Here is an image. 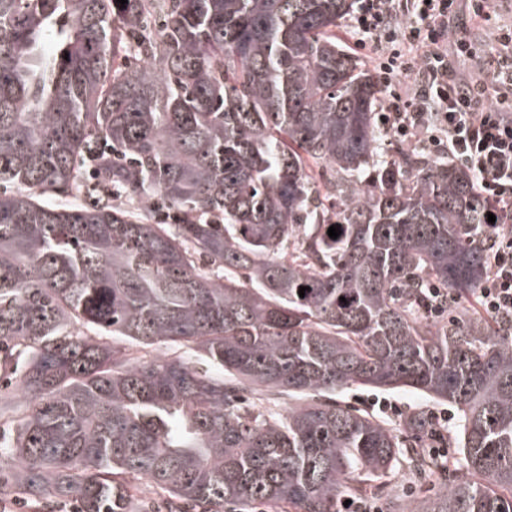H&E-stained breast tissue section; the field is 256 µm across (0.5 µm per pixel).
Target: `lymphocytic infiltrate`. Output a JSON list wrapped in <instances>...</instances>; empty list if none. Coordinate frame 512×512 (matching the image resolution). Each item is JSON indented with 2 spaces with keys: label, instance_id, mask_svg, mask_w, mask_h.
Returning <instances> with one entry per match:
<instances>
[{
  "label": "lymphocytic infiltrate",
  "instance_id": "obj_1",
  "mask_svg": "<svg viewBox=\"0 0 512 512\" xmlns=\"http://www.w3.org/2000/svg\"><path fill=\"white\" fill-rule=\"evenodd\" d=\"M458 0H359L351 29L390 89L380 120L401 139L429 129L431 143L460 159L497 208L487 224L489 278L477 296L489 316L512 324V65L491 78L458 81L445 48L471 46L452 35Z\"/></svg>",
  "mask_w": 512,
  "mask_h": 512
}]
</instances>
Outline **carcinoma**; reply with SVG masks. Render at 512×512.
Instances as JSON below:
<instances>
[{
	"label": "carcinoma",
	"instance_id": "1",
	"mask_svg": "<svg viewBox=\"0 0 512 512\" xmlns=\"http://www.w3.org/2000/svg\"><path fill=\"white\" fill-rule=\"evenodd\" d=\"M353 5L0 0L4 491L131 512L145 478L169 512H336L404 451L449 481L414 512H512L489 202L463 163L383 154L382 89L336 33ZM351 386L454 407L461 465L336 400Z\"/></svg>",
	"mask_w": 512,
	"mask_h": 512
}]
</instances>
